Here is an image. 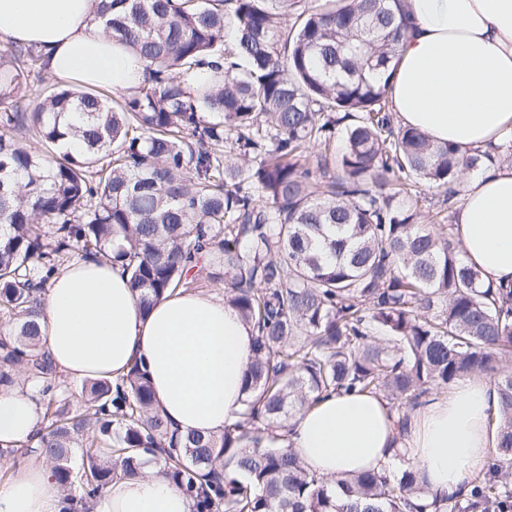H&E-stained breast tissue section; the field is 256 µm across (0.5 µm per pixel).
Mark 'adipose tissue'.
Wrapping results in <instances>:
<instances>
[{"label": "adipose tissue", "instance_id": "adipose-tissue-1", "mask_svg": "<svg viewBox=\"0 0 512 512\" xmlns=\"http://www.w3.org/2000/svg\"><path fill=\"white\" fill-rule=\"evenodd\" d=\"M402 45L386 71L389 110L437 143L473 152L512 145V0H404ZM94 0H0V40L33 45L60 81L133 89L149 76L138 56L106 34ZM453 233L484 281L512 283V164L468 174ZM46 351L75 378H114L145 364L154 403L173 430L218 433L234 419L254 332L213 294H165L143 308L106 261L80 259L43 300ZM498 395L489 380L462 377L416 411L406 433L386 401L333 394L292 422L289 445L329 480L366 470L420 467L430 491L468 492L496 444ZM42 406L32 389L0 392V442L34 438ZM0 512H69L51 468L28 464L0 483ZM91 512H194V501L153 465L120 475Z\"/></svg>", "mask_w": 512, "mask_h": 512}]
</instances>
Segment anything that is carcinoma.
I'll list each match as a JSON object with an SVG mask.
<instances>
[{"label":"carcinoma","instance_id":"carcinoma-1","mask_svg":"<svg viewBox=\"0 0 512 512\" xmlns=\"http://www.w3.org/2000/svg\"><path fill=\"white\" fill-rule=\"evenodd\" d=\"M224 2L98 0L112 39L150 70L118 100L37 89L42 51L0 49V312L13 320L0 388L20 373L44 407L38 446L0 443V457L51 464L78 491L74 512L149 462L197 512H512V284H484L452 231L417 221L408 191L423 180L451 203L460 175L492 155L393 125L384 71L404 38L401 0H232L227 13ZM229 30L238 55L226 66ZM345 117V152L314 176L303 152H329ZM70 137L77 154L60 150ZM75 247L121 264L146 309L195 288L203 258L222 269L225 301L255 338L242 409L221 433L170 431L136 362L84 382L69 409L39 319ZM473 373L497 389L499 435L465 495L428 494L415 467L339 478L335 495L287 449L291 421L323 395L381 397L404 424L433 388Z\"/></svg>","mask_w":512,"mask_h":512}]
</instances>
